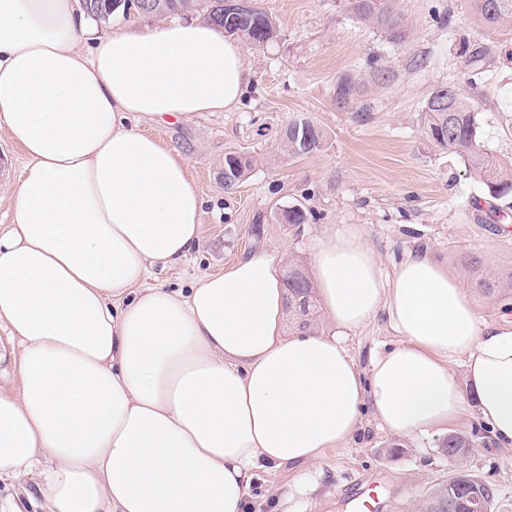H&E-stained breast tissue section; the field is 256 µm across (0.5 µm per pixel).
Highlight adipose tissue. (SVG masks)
Here are the masks:
<instances>
[{
  "label": "adipose tissue",
  "instance_id": "adipose-tissue-1",
  "mask_svg": "<svg viewBox=\"0 0 512 512\" xmlns=\"http://www.w3.org/2000/svg\"><path fill=\"white\" fill-rule=\"evenodd\" d=\"M240 43L204 21L98 34L78 0H0V130L25 158L0 227V479L46 512H248L257 470L317 461L364 411L441 434L473 413L512 447V312L486 320L428 249L386 275L357 224L310 245L329 328L285 335L258 248L191 288L149 285L198 248L184 155L136 125L235 109ZM385 317L358 369L345 339Z\"/></svg>",
  "mask_w": 512,
  "mask_h": 512
}]
</instances>
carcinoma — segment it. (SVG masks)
<instances>
[{"mask_svg": "<svg viewBox=\"0 0 512 512\" xmlns=\"http://www.w3.org/2000/svg\"><path fill=\"white\" fill-rule=\"evenodd\" d=\"M84 8L102 22L117 11L135 10L142 15L160 17L170 14H203L212 24L226 30L233 26L244 32V38L255 46H264L278 36L273 17L259 4L250 0V8L239 16L224 14V0H84ZM473 6L484 25L491 28L512 26V0H473ZM351 10L361 20L373 23L391 33L394 40L405 38L402 18L389 0H351ZM424 125L428 138L438 147L459 156L486 188L488 197L500 200L512 195V163L486 153L479 141L477 114L470 100L461 92L441 87L433 91L424 107ZM324 133L307 118L288 122L281 135V150L297 158L322 150ZM251 168V160L237 154L224 157V188L231 191L239 186ZM288 288V314L297 329L308 331V319L313 303L311 282L302 265L292 261L285 277ZM474 440L450 434L442 443V452L453 462L448 479L437 484L424 498L420 512H468L469 499L482 500L495 512L498 488L473 474L466 458Z\"/></svg>", "mask_w": 512, "mask_h": 512, "instance_id": "cac0c4a2", "label": "carcinoma"}]
</instances>
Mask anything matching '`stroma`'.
<instances>
[{"label":"stroma","instance_id":"stroma-1","mask_svg":"<svg viewBox=\"0 0 512 512\" xmlns=\"http://www.w3.org/2000/svg\"><path fill=\"white\" fill-rule=\"evenodd\" d=\"M347 3L260 0L279 34L263 47L243 44L250 81L237 108L140 122L181 150L204 199L198 249L183 266L157 272V282L190 287L256 248L305 264L315 236L358 224L384 267L405 251L430 248L479 299L482 314L495 318L512 303V199L489 201L464 162L427 139L421 117L435 88L454 87L475 105L483 149L511 159L512 27H483L472 0H396L407 33L396 44ZM345 79L356 88L346 107L336 100ZM297 117L320 127L325 143L290 159L280 131ZM229 153L252 161L231 192L224 189ZM22 164L1 130L0 225L11 220ZM294 205L307 212L306 224L277 220V210ZM450 431L474 438L469 469L497 484V512H512V447L496 445L469 414ZM441 443L395 436L367 412L354 438L317 462L259 470L251 501L260 512H350L354 483L368 478L381 485L380 512H418L452 468ZM0 512H44L38 477L0 481Z\"/></svg>","mask_w":512,"mask_h":512}]
</instances>
